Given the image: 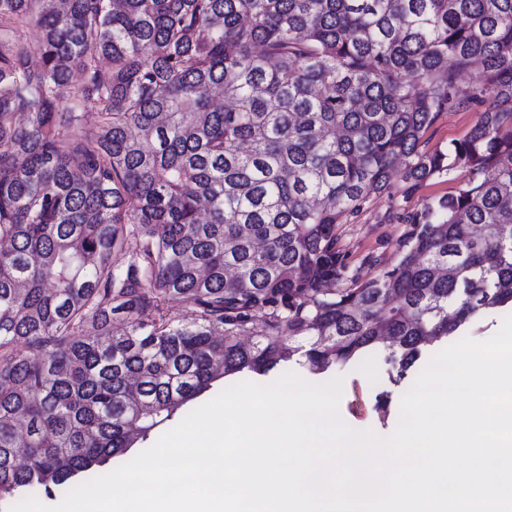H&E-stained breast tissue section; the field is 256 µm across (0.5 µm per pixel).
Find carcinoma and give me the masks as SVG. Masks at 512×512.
<instances>
[{"label": "carcinoma", "instance_id": "1", "mask_svg": "<svg viewBox=\"0 0 512 512\" xmlns=\"http://www.w3.org/2000/svg\"><path fill=\"white\" fill-rule=\"evenodd\" d=\"M455 169L395 265L346 272L336 226L393 171L406 200ZM0 242V498L106 473L226 376L359 363L382 329L404 377L512 305V0H0ZM475 120L476 112L473 110L442 112L425 136L426 147L447 149L452 141L463 138Z\"/></svg>", "mask_w": 512, "mask_h": 512}]
</instances>
